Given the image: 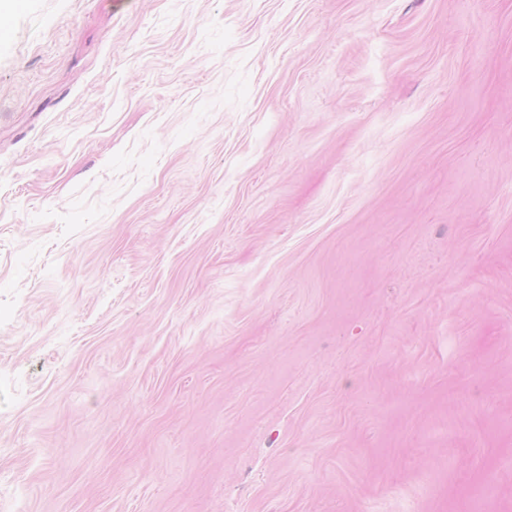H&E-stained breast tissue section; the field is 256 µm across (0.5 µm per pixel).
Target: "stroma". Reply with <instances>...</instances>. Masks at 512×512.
<instances>
[{
	"label": "stroma",
	"mask_w": 512,
	"mask_h": 512,
	"mask_svg": "<svg viewBox=\"0 0 512 512\" xmlns=\"http://www.w3.org/2000/svg\"><path fill=\"white\" fill-rule=\"evenodd\" d=\"M0 0V512H512V0Z\"/></svg>",
	"instance_id": "obj_1"
}]
</instances>
